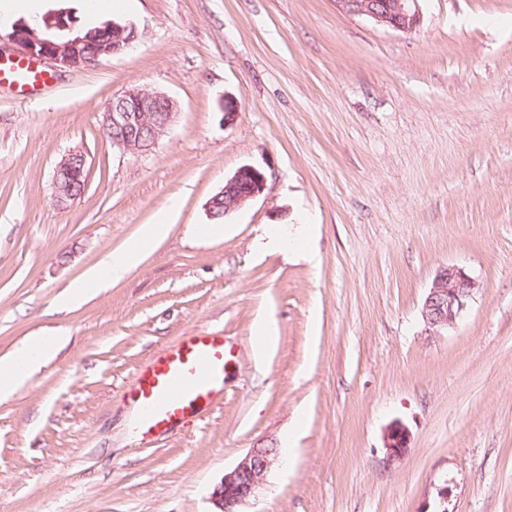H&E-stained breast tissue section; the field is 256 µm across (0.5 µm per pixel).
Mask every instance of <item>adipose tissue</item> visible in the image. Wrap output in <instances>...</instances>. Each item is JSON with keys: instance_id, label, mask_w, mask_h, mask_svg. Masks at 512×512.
Instances as JSON below:
<instances>
[{"instance_id": "adipose-tissue-1", "label": "adipose tissue", "mask_w": 512, "mask_h": 512, "mask_svg": "<svg viewBox=\"0 0 512 512\" xmlns=\"http://www.w3.org/2000/svg\"><path fill=\"white\" fill-rule=\"evenodd\" d=\"M170 229L168 213H159L153 223L141 227L133 243L107 254L80 279L71 282L59 300L60 305H80L86 300L90 286L108 288L121 281L141 262L145 254L167 237ZM58 348V337L37 336L24 347L1 357L0 396L12 394L23 384L29 373L54 356Z\"/></svg>"}]
</instances>
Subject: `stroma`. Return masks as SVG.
<instances>
[{"instance_id":"obj_1","label":"stroma","mask_w":512,"mask_h":512,"mask_svg":"<svg viewBox=\"0 0 512 512\" xmlns=\"http://www.w3.org/2000/svg\"><path fill=\"white\" fill-rule=\"evenodd\" d=\"M420 8L402 33L334 0H105L133 49L0 85V357L67 339L0 400V512H214L255 448L278 460L241 512H512V0ZM134 86L178 104L139 157L100 125ZM73 148L88 184L61 208L52 176ZM243 166L264 192L207 233ZM174 199L170 233L124 279L57 306ZM451 265L479 288L433 334L422 304ZM261 316L278 335L259 363ZM202 329L237 356L223 403L139 436L136 370ZM396 420L411 447L390 465Z\"/></svg>"}]
</instances>
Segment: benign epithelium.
Segmentation results:
<instances>
[{"label":"benign epithelium","instance_id":"obj_1","mask_svg":"<svg viewBox=\"0 0 512 512\" xmlns=\"http://www.w3.org/2000/svg\"><path fill=\"white\" fill-rule=\"evenodd\" d=\"M338 10L364 18L376 26L408 33L421 22L419 0H334ZM16 52L26 58L48 61L65 68H80L106 56L121 54L139 39L137 28L129 23L112 22L107 32L92 38L82 34L76 21L67 20V12L46 16L40 23L16 21L6 35ZM178 105L163 92L131 88L112 99L101 113V127L112 147L125 155L141 156L154 150L159 140L172 129ZM87 186V157L84 151L70 150L57 164L53 174L56 202L66 205L80 198ZM266 186L263 172L245 166L224 182L222 190L209 201L214 213L224 203L229 215L260 196ZM478 283L456 266L436 273L424 299L421 315L434 332L455 327L467 310ZM409 429L400 422L390 424L383 434L386 460L400 461L410 448ZM275 460V449L255 448L231 470L224 473L213 492L218 512H239L238 507L255 496Z\"/></svg>","mask_w":512,"mask_h":512}]
</instances>
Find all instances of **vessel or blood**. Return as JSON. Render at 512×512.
Masks as SVG:
<instances>
[{"instance_id": "b4317fda", "label": "vessel or blood", "mask_w": 512, "mask_h": 512, "mask_svg": "<svg viewBox=\"0 0 512 512\" xmlns=\"http://www.w3.org/2000/svg\"><path fill=\"white\" fill-rule=\"evenodd\" d=\"M50 78V71L36 60L0 62V82L20 89L36 88ZM232 362L233 353L223 336L207 330L155 355L127 390L142 436L166 433L198 419L222 397Z\"/></svg>"}]
</instances>
